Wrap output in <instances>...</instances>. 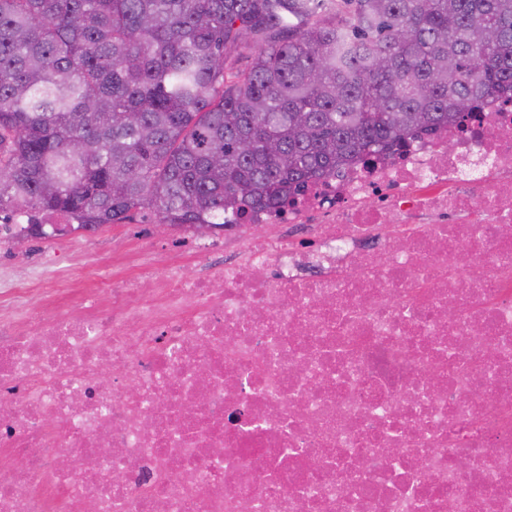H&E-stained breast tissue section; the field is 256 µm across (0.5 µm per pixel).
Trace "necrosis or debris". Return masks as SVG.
I'll list each match as a JSON object with an SVG mask.
<instances>
[{
    "instance_id": "necrosis-or-debris-1",
    "label": "necrosis or debris",
    "mask_w": 512,
    "mask_h": 512,
    "mask_svg": "<svg viewBox=\"0 0 512 512\" xmlns=\"http://www.w3.org/2000/svg\"><path fill=\"white\" fill-rule=\"evenodd\" d=\"M224 221L0 258V512H512V103Z\"/></svg>"
}]
</instances>
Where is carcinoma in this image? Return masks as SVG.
I'll use <instances>...</instances> for the list:
<instances>
[{
    "label": "carcinoma",
    "instance_id": "carcinoma-1",
    "mask_svg": "<svg viewBox=\"0 0 512 512\" xmlns=\"http://www.w3.org/2000/svg\"><path fill=\"white\" fill-rule=\"evenodd\" d=\"M494 96L512 0H0V211L222 224Z\"/></svg>",
    "mask_w": 512,
    "mask_h": 512
}]
</instances>
